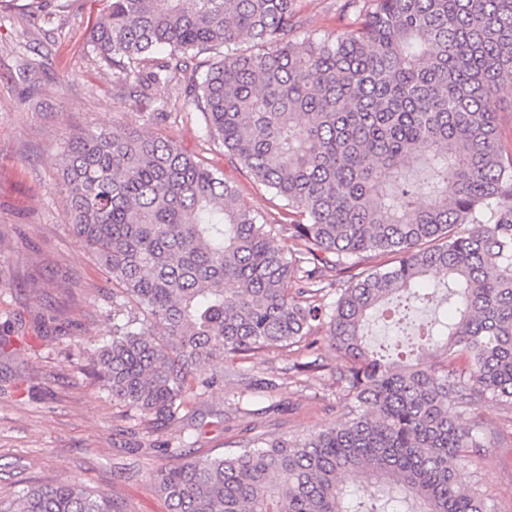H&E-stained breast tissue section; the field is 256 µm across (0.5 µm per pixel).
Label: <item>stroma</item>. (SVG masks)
<instances>
[{
	"mask_svg": "<svg viewBox=\"0 0 512 512\" xmlns=\"http://www.w3.org/2000/svg\"><path fill=\"white\" fill-rule=\"evenodd\" d=\"M304 34L324 36L351 19L336 0H302ZM102 0H0V498L36 482L71 479L101 492L114 512H169L152 472L217 456L246 429L314 433L350 420L327 342L265 350L236 363L223 384L170 421L114 401L91 373L112 333V285L68 223L58 155L69 137L122 124L175 140L234 184L268 223L278 200L256 185L206 132L177 86L131 100L90 48ZM460 428L481 427L485 446L459 477L494 512H512V406L453 405ZM205 434H197L198 425Z\"/></svg>",
	"mask_w": 512,
	"mask_h": 512,
	"instance_id": "obj_1",
	"label": "stroma"
}]
</instances>
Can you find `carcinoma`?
<instances>
[{"label":"carcinoma","instance_id":"1","mask_svg":"<svg viewBox=\"0 0 512 512\" xmlns=\"http://www.w3.org/2000/svg\"><path fill=\"white\" fill-rule=\"evenodd\" d=\"M300 2L104 0L88 42L129 97L184 80L284 221L266 223L171 139L123 126L72 136L60 157L69 223L116 288L92 373L112 398L171 420L224 381V363L311 349L324 331L351 421L161 467L169 512H492L457 475L484 431L457 427L448 403L512 404V150L494 105L512 86V0H338L350 28L299 41ZM207 52L208 70L187 74ZM381 255L394 265L358 268ZM437 270L452 315L439 334H409ZM383 307L401 335L372 349L364 328ZM344 473L361 475L365 510L345 505ZM0 512L112 507L58 481Z\"/></svg>","mask_w":512,"mask_h":512}]
</instances>
